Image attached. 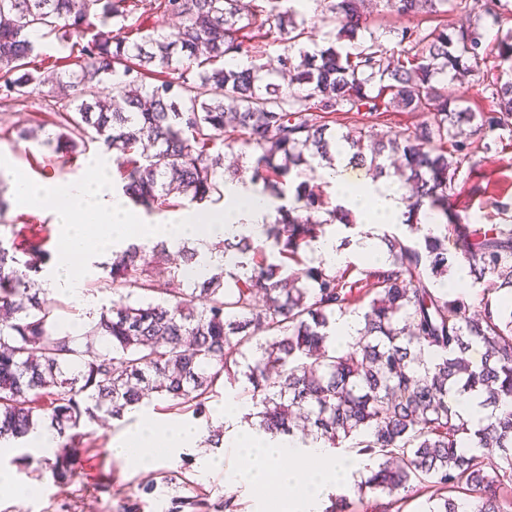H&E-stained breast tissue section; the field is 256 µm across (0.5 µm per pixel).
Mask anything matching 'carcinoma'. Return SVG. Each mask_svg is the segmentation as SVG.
Returning <instances> with one entry per match:
<instances>
[{"instance_id": "obj_1", "label": "carcinoma", "mask_w": 512, "mask_h": 512, "mask_svg": "<svg viewBox=\"0 0 512 512\" xmlns=\"http://www.w3.org/2000/svg\"><path fill=\"white\" fill-rule=\"evenodd\" d=\"M309 1L324 3L337 29L311 51ZM382 1L429 25L390 29L392 51L371 0H147L149 15L180 19L165 42L128 23L130 0H0V100L40 94L51 81L73 90L58 132L41 142L52 154L103 143L116 152L124 194L148 213L172 195L219 200L224 182L246 179L275 212L260 236L215 244L233 268L183 292L170 285L198 263L197 250L160 242L150 254L135 244L112 252V307L80 336L60 328L58 301L30 278L50 259L41 230L0 241V444L50 421L60 441L47 469L67 481L86 452V423L155 402L199 415L241 376L248 425L290 436L300 420L330 448L349 444L369 461L358 499L381 500L380 512H400L424 492L429 512H512V225L473 229L450 206L474 141L490 150L497 131L512 130V27L488 46L478 25L446 20L474 10L470 0ZM258 17L282 50L241 69L235 57L251 53L243 21ZM49 38L72 67L30 71ZM490 52L494 72L483 69ZM283 70L298 91L271 82ZM148 73L159 84L146 86ZM105 76L124 87L120 98L100 97ZM467 78L486 82L494 108L465 104L455 85ZM338 112L370 118L341 136L349 162L407 189L410 235L381 236L385 264L354 281L307 257L328 229L353 224L310 185L333 161L336 134L322 120ZM389 112L433 117L384 139L375 126ZM228 155L249 166L220 172ZM462 263L484 288L478 317L441 287ZM364 294L372 299L361 328L340 352L336 317ZM475 346L478 360L468 356ZM453 391L482 398L486 424L455 410ZM158 478L122 512H141V495L158 482L190 483L182 472ZM238 508L232 496L176 494L168 512Z\"/></svg>"}]
</instances>
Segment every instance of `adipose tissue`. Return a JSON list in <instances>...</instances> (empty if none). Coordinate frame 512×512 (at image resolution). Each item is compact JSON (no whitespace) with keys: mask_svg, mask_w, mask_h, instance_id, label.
I'll use <instances>...</instances> for the list:
<instances>
[{"mask_svg":"<svg viewBox=\"0 0 512 512\" xmlns=\"http://www.w3.org/2000/svg\"><path fill=\"white\" fill-rule=\"evenodd\" d=\"M347 151L336 147V164L327 177L336 186V201L349 210L358 223L377 213L381 223L394 224L402 218L403 192L393 179H363L357 192L347 188ZM15 200L29 207L48 204L62 228L61 248L47 271L49 288L84 301L83 284L93 276L103 252L130 244L163 241L167 245L188 240L218 241L234 235L260 234L270 220L271 209L250 182H233L224 190L227 210L210 214L184 211L175 215L146 216L127 207L106 178L92 182L68 181L36 186L21 173L12 175Z\"/></svg>","mask_w":512,"mask_h":512,"instance_id":"1","label":"adipose tissue"}]
</instances>
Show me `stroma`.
Here are the masks:
<instances>
[{
  "mask_svg": "<svg viewBox=\"0 0 512 512\" xmlns=\"http://www.w3.org/2000/svg\"><path fill=\"white\" fill-rule=\"evenodd\" d=\"M57 107L53 98L36 95L18 102L0 101V179L11 181L13 172L27 175L37 185L67 182L91 178L89 162L105 152L101 144H90L82 153L48 160L47 152L38 143L18 140L17 128L43 125L45 132L55 130ZM459 196L453 205L461 215L478 220L479 224H512V210L496 208V201L512 203V133L502 132L497 148L490 152H477L474 163L464 164L458 175ZM9 206L0 214V240L10 241L17 226L23 224H46L50 227V251H57L60 232L53 217L44 207H22L13 204L12 191H5ZM86 296L91 305H83L60 296L62 305L60 320L63 325H75L85 330L92 318L98 317L102 309L112 305V288L100 283L86 287ZM139 421L135 418L108 420L87 424L93 432L95 448L82 456L71 483L58 484L45 467L44 451L32 448L28 453L8 448L0 454V472L8 473L11 483L0 485V512H59L63 503L71 504V512H120L124 494L137 491L139 484L147 482L149 476L131 461L112 453V443L129 431L135 430ZM156 469L185 472L196 491L210 495L211 499L222 496L234 497L240 512H256L257 500L249 484L241 479L225 482L223 475L200 477L191 456L159 461ZM116 478L121 487L120 494L96 495L92 485L106 477Z\"/></svg>",
  "mask_w": 512,
  "mask_h": 512,
  "instance_id": "35a3bbf8",
  "label": "stroma"
}]
</instances>
